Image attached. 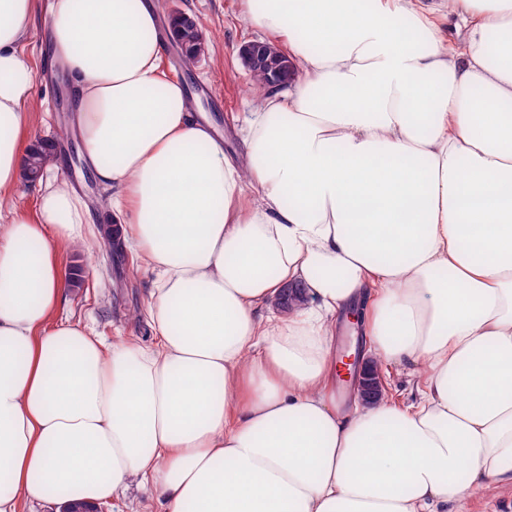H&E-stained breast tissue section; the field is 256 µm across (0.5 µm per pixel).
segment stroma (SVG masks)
I'll return each mask as SVG.
<instances>
[{
    "label": "stroma",
    "mask_w": 512,
    "mask_h": 512,
    "mask_svg": "<svg viewBox=\"0 0 512 512\" xmlns=\"http://www.w3.org/2000/svg\"><path fill=\"white\" fill-rule=\"evenodd\" d=\"M47 2L38 0L24 44V57L34 70L31 128L39 138L75 123L74 113L61 109L57 66L47 50ZM161 4L164 12L181 10L201 20L206 37L203 53L186 67L171 43L164 66L180 79L201 112L223 135L225 154L237 155L241 150V119L256 107L264 93L252 80L238 49L245 42L263 39V32L246 17L243 0H161ZM70 141L71 150L55 159L56 174L78 188L90 205H97L103 191L87 179L78 135H71ZM133 255L129 248L123 255L112 256L100 246L90 253L83 244L70 246L60 256L61 265L64 270L77 272L80 284L69 287L60 317L80 323L108 343L125 338L150 340L153 331L137 313L148 299L154 275L146 269H135Z\"/></svg>",
    "instance_id": "stroma-1"
}]
</instances>
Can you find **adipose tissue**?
I'll list each match as a JSON object with an SVG mask.
<instances>
[{
    "mask_svg": "<svg viewBox=\"0 0 512 512\" xmlns=\"http://www.w3.org/2000/svg\"><path fill=\"white\" fill-rule=\"evenodd\" d=\"M246 3L299 79L234 161L162 69L160 0H49L110 196L47 179L28 212L36 0H0V512L133 484L158 512H468L512 488V0ZM108 219L155 274L147 344L57 316L61 252ZM289 284L307 300L276 316ZM356 308L411 401L337 395Z\"/></svg>",
    "mask_w": 512,
    "mask_h": 512,
    "instance_id": "1",
    "label": "adipose tissue"
}]
</instances>
